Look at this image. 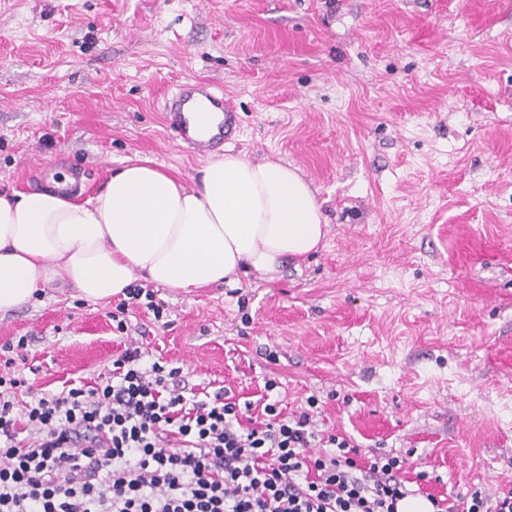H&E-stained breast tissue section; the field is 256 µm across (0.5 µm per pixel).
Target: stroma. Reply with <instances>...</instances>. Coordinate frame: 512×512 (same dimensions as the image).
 Listing matches in <instances>:
<instances>
[{"mask_svg": "<svg viewBox=\"0 0 512 512\" xmlns=\"http://www.w3.org/2000/svg\"><path fill=\"white\" fill-rule=\"evenodd\" d=\"M184 80L239 113L225 154L297 169L326 237L271 280L159 288L168 326L131 306L129 336L256 415L315 397L437 498L512 488V0H0V192L77 167L90 198L136 158L193 183L165 123ZM118 302L45 287L0 344L26 338L34 391L93 384Z\"/></svg>", "mask_w": 512, "mask_h": 512, "instance_id": "1", "label": "stroma"}]
</instances>
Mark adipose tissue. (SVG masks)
Listing matches in <instances>:
<instances>
[{
	"label": "adipose tissue",
	"instance_id": "obj_1",
	"mask_svg": "<svg viewBox=\"0 0 512 512\" xmlns=\"http://www.w3.org/2000/svg\"><path fill=\"white\" fill-rule=\"evenodd\" d=\"M325 236L314 191L287 165L227 155L189 186L136 160L86 200L0 193V314L57 282L92 301L140 277L187 291L234 284L304 259Z\"/></svg>",
	"mask_w": 512,
	"mask_h": 512
}]
</instances>
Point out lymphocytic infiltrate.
Here are the masks:
<instances>
[{
  "label": "lymphocytic infiltrate",
  "mask_w": 512,
  "mask_h": 512,
  "mask_svg": "<svg viewBox=\"0 0 512 512\" xmlns=\"http://www.w3.org/2000/svg\"><path fill=\"white\" fill-rule=\"evenodd\" d=\"M125 343L112 374L19 403L0 374V512H398L399 457L317 429L308 407L244 418L226 390L200 397L179 368ZM434 512H512V489L432 499Z\"/></svg>",
  "instance_id": "obj_1"
}]
</instances>
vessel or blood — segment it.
Returning <instances> with one entry per match:
<instances>
[{"label": "vessel or blood", "mask_w": 512, "mask_h": 512, "mask_svg": "<svg viewBox=\"0 0 512 512\" xmlns=\"http://www.w3.org/2000/svg\"><path fill=\"white\" fill-rule=\"evenodd\" d=\"M205 105L211 115L210 126L199 134L192 128V114ZM166 120L173 139L205 156L224 146L240 133V119L233 104L225 99L223 89L207 81L177 85L165 104Z\"/></svg>", "instance_id": "vessel-or-blood-1"}]
</instances>
